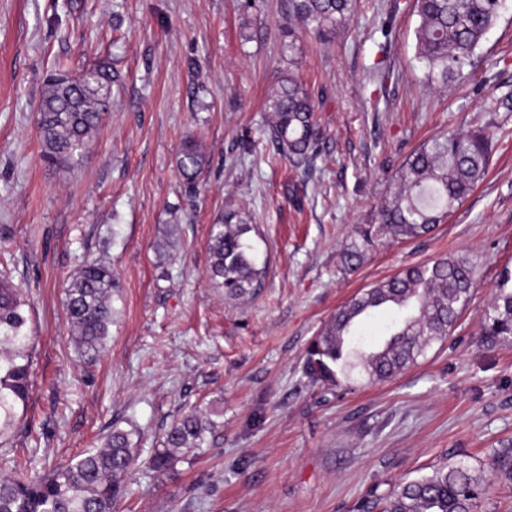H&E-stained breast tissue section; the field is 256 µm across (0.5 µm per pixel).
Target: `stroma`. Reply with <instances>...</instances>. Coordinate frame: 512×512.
<instances>
[{"mask_svg": "<svg viewBox=\"0 0 512 512\" xmlns=\"http://www.w3.org/2000/svg\"><path fill=\"white\" fill-rule=\"evenodd\" d=\"M414 5L355 0L347 29L322 38L295 24L288 0H0V273L26 302L32 361L11 457L44 472L117 426L133 430L140 463L120 512H357L434 467L478 468L512 440V345L478 342L512 266V112L495 108L512 89V7L463 78L442 85L417 56ZM104 58L121 82L101 132L76 162H47L45 79ZM282 69L315 99L309 169L263 133ZM491 122L488 172L454 213L343 269L344 245L377 222L410 153ZM188 136L206 153L192 199L177 167ZM228 208L255 225L265 275L252 297L208 279L211 226ZM460 254L475 266L473 296L444 341L388 381L312 383L305 351L341 304ZM96 259L119 289L110 336L90 356L71 339L65 299ZM214 404L223 424L198 454L150 470L171 422Z\"/></svg>", "mask_w": 512, "mask_h": 512, "instance_id": "obj_1", "label": "stroma"}]
</instances>
